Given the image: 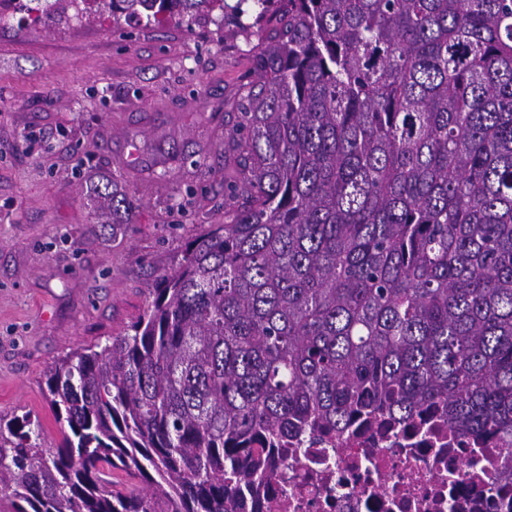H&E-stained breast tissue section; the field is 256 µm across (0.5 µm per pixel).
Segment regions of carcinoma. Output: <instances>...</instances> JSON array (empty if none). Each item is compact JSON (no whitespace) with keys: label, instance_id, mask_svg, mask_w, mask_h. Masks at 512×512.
Segmentation results:
<instances>
[{"label":"carcinoma","instance_id":"cac0c4a2","mask_svg":"<svg viewBox=\"0 0 512 512\" xmlns=\"http://www.w3.org/2000/svg\"><path fill=\"white\" fill-rule=\"evenodd\" d=\"M254 20L224 223L104 346L65 427L0 425L15 512H246L290 438L440 410L512 430V0H49L75 22ZM133 206L112 190V223ZM146 484L114 488L112 469Z\"/></svg>","mask_w":512,"mask_h":512}]
</instances>
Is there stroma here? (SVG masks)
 Instances as JSON below:
<instances>
[{
	"label": "stroma",
	"mask_w": 512,
	"mask_h": 512,
	"mask_svg": "<svg viewBox=\"0 0 512 512\" xmlns=\"http://www.w3.org/2000/svg\"><path fill=\"white\" fill-rule=\"evenodd\" d=\"M241 19L0 27V417L56 448L46 371L124 332L224 221V133L248 81ZM120 187L129 224L103 213Z\"/></svg>",
	"instance_id": "35a3bbf8"
}]
</instances>
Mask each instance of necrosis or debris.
Instances as JSON below:
<instances>
[{"mask_svg": "<svg viewBox=\"0 0 512 512\" xmlns=\"http://www.w3.org/2000/svg\"><path fill=\"white\" fill-rule=\"evenodd\" d=\"M273 512H512V432L465 434L430 411L290 444Z\"/></svg>", "mask_w": 512, "mask_h": 512, "instance_id": "obj_1", "label": "necrosis or debris"}]
</instances>
